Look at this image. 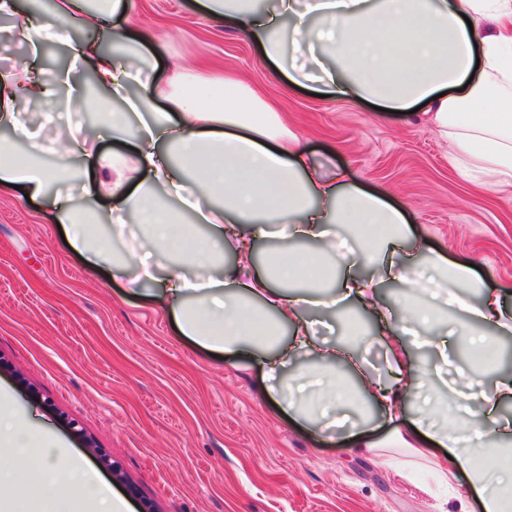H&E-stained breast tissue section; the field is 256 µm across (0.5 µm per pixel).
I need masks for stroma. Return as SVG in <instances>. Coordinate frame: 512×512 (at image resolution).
<instances>
[{
    "instance_id": "obj_1",
    "label": "stroma",
    "mask_w": 512,
    "mask_h": 512,
    "mask_svg": "<svg viewBox=\"0 0 512 512\" xmlns=\"http://www.w3.org/2000/svg\"><path fill=\"white\" fill-rule=\"evenodd\" d=\"M130 26L155 37L147 76L235 75L273 100L307 159L325 178L352 181L402 208L403 248L476 267L485 287L512 295V186L463 179L448 142L424 116L364 101L285 90L243 34L199 12L194 0H133ZM48 201L0 196V386L31 422L82 455L132 512H458L456 492L429 485L424 468L394 466L386 451L309 424L265 396L259 355L202 349L179 336L170 313L130 294L107 266L66 244ZM363 333L360 306L307 311L318 338ZM110 454L121 469L103 460Z\"/></svg>"
}]
</instances>
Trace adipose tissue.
<instances>
[{
	"instance_id": "adipose-tissue-1",
	"label": "adipose tissue",
	"mask_w": 512,
	"mask_h": 512,
	"mask_svg": "<svg viewBox=\"0 0 512 512\" xmlns=\"http://www.w3.org/2000/svg\"><path fill=\"white\" fill-rule=\"evenodd\" d=\"M197 5L258 45L287 88L315 80L338 100L395 111L422 107L452 143L463 175L482 172L495 184H512V0H277L264 15L252 0ZM131 8L130 0H54L46 19L21 11L17 0H0V17L11 19L31 55L0 71V119L12 124L20 104L60 100L66 111L97 113L113 139L129 145L103 153L72 129L55 163L46 165L34 150L1 138L0 195L19 187L33 198L48 196L70 248L91 264H107L113 277L151 283L152 300L173 315L180 336L216 352H264L267 374L276 381L271 392L295 418L361 405L392 421L412 413L410 426L392 429L381 447L423 464L448 486L465 473L471 496L462 499L461 512L475 505L481 512H512V477L482 454L489 442L512 446V416L499 410L512 401V377L494 375L498 337L512 333L502 290L481 288L479 304L465 308L466 322L448 335L436 331L441 312L457 300L456 289L480 288L471 268L441 254L410 262L400 249L408 236L404 213L383 195L322 178L282 125L275 103L248 96L234 77H185L175 90L148 84L125 109H115L113 93L124 88L134 62L146 60L153 41L145 29L116 23L117 14ZM284 16L295 19L285 36L279 32ZM78 28L97 36L74 37ZM104 32L112 33L119 53L103 50ZM53 34L70 65L46 74L35 59ZM318 48L330 52L335 65L314 75L292 64V56ZM80 68L92 73L100 96L77 82ZM76 161L87 176L82 198L47 194ZM172 200L181 210L169 208ZM105 203L114 212H136L146 243L127 241L116 224L111 233L122 251L108 255L97 243ZM185 210L193 223L183 222ZM262 239L277 242L263 259ZM365 262L373 265L368 277L358 270ZM386 281L405 288L392 306L378 297ZM349 302L374 317L387 375L369 370L345 345L318 341L303 313L307 305ZM285 326L291 331L286 343ZM412 328L443 359L449 335L465 338L477 365L460 387L433 385L429 366L401 338ZM296 351L315 360L303 379L288 371ZM458 414L470 423L456 425ZM0 451L16 462L13 471L0 472V486L27 474L34 451L42 490L58 512H128L124 498L34 426L2 387Z\"/></svg>"
}]
</instances>
